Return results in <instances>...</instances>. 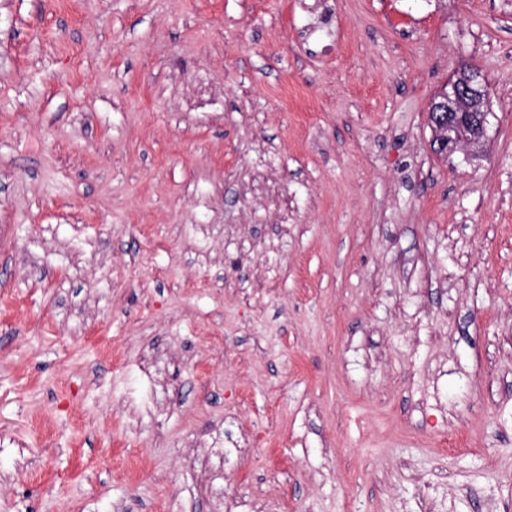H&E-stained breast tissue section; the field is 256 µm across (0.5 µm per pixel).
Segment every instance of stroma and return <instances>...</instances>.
Returning <instances> with one entry per match:
<instances>
[{"label": "stroma", "instance_id": "stroma-1", "mask_svg": "<svg viewBox=\"0 0 512 512\" xmlns=\"http://www.w3.org/2000/svg\"><path fill=\"white\" fill-rule=\"evenodd\" d=\"M329 6L0 0V512H512V0ZM491 112L488 82L483 70L478 64L462 63L429 107L428 120L434 133V151L447 155L460 147L479 148L487 138ZM462 124L469 125L472 133L462 135Z\"/></svg>", "mask_w": 512, "mask_h": 512}]
</instances>
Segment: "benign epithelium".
I'll list each match as a JSON object with an SVG mask.
<instances>
[{
	"label": "benign epithelium",
	"mask_w": 512,
	"mask_h": 512,
	"mask_svg": "<svg viewBox=\"0 0 512 512\" xmlns=\"http://www.w3.org/2000/svg\"><path fill=\"white\" fill-rule=\"evenodd\" d=\"M490 114L488 82L483 70L472 62L461 64L429 107L434 151L446 155L460 147H480L487 138ZM463 124L472 128L471 134H461Z\"/></svg>",
	"instance_id": "1"
}]
</instances>
